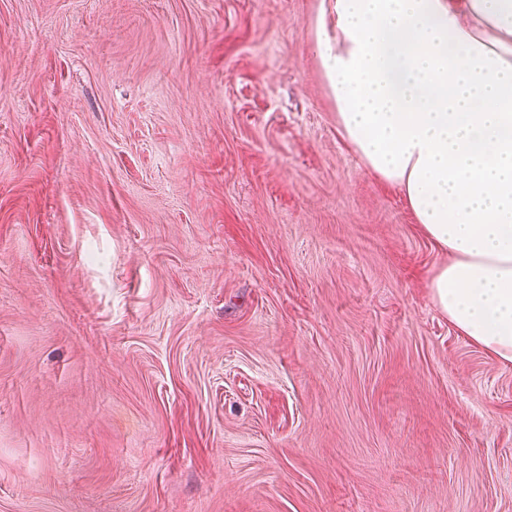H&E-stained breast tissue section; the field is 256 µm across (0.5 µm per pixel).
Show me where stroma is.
I'll return each instance as SVG.
<instances>
[{"label":"stroma","mask_w":512,"mask_h":512,"mask_svg":"<svg viewBox=\"0 0 512 512\" xmlns=\"http://www.w3.org/2000/svg\"><path fill=\"white\" fill-rule=\"evenodd\" d=\"M331 0H0V512H512V363L360 160Z\"/></svg>","instance_id":"1"}]
</instances>
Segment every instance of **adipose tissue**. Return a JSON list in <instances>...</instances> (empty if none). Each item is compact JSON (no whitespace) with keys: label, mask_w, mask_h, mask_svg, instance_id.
<instances>
[{"label":"adipose tissue","mask_w":512,"mask_h":512,"mask_svg":"<svg viewBox=\"0 0 512 512\" xmlns=\"http://www.w3.org/2000/svg\"><path fill=\"white\" fill-rule=\"evenodd\" d=\"M339 126L450 256L434 304L512 362V0H332Z\"/></svg>","instance_id":"adipose-tissue-1"}]
</instances>
